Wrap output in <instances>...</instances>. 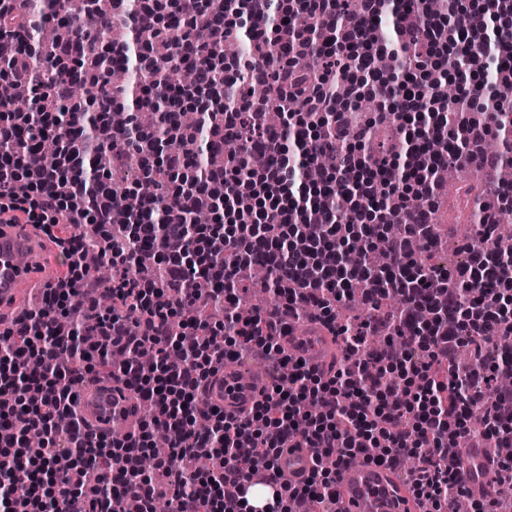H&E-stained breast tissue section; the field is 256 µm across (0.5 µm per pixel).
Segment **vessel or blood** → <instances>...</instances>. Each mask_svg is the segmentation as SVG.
<instances>
[{
  "mask_svg": "<svg viewBox=\"0 0 512 512\" xmlns=\"http://www.w3.org/2000/svg\"><path fill=\"white\" fill-rule=\"evenodd\" d=\"M56 256L44 252L31 225L0 226V309L16 302L34 281L56 266ZM279 344L294 362L321 371L331 366L335 344L320 325L298 322ZM271 385L269 368L239 358H228L208 382V405L225 416H246ZM80 418L94 431L114 429L136 432L142 420L141 404L128 390L109 379L88 385L76 398ZM497 451L470 447L454 462V472L472 499L487 500L494 492L493 468ZM313 470V454L307 448L282 449L276 462L275 490L285 491L305 485ZM337 512H419L407 486L390 467L364 460L348 462L340 468Z\"/></svg>",
  "mask_w": 512,
  "mask_h": 512,
  "instance_id": "1",
  "label": "vessel or blood"
}]
</instances>
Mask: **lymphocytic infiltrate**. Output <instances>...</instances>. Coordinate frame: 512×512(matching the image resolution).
Returning <instances> with one entry per match:
<instances>
[{
  "instance_id": "lymphocytic-infiltrate-1",
  "label": "lymphocytic infiltrate",
  "mask_w": 512,
  "mask_h": 512,
  "mask_svg": "<svg viewBox=\"0 0 512 512\" xmlns=\"http://www.w3.org/2000/svg\"><path fill=\"white\" fill-rule=\"evenodd\" d=\"M129 2L85 0L60 13L62 31L47 49L33 36L40 15L0 0V49L10 58L0 82L14 89L0 101V224L40 228L63 267L39 305L0 332V512H154L167 496L176 512H245L251 480L274 473L286 437L317 461L340 463L369 448L381 464L417 458L411 487L431 512L464 492L453 473L458 448L490 439L503 452L498 496L473 502V512H512V389L495 384L506 365L492 342L512 338V251L475 250L453 274L428 272L448 156L426 149L431 139L453 141V113L466 138L460 161L479 170L501 162L484 148L493 128L477 113L478 79L489 74L498 91L512 89V50L498 43L512 33V0H442L436 17L408 0L384 42L373 21L385 15V0H143L134 28L167 41L172 64L200 78L173 87L163 133L132 123L119 137L106 115L128 99L126 71L103 63L87 28L106 26L113 54L130 56L128 33L112 23ZM301 13L313 29L296 24ZM242 35L257 42V60L225 57V43ZM389 41L417 66L401 71L399 138L385 144L373 142L374 120L354 103L367 91L386 96L379 60ZM35 55L52 73L37 95L28 72ZM297 55L313 60L309 76L292 68ZM458 66L467 74L454 100L423 79L428 69ZM80 81L105 113L91 130L74 94ZM253 83L272 84L270 96L254 99ZM22 98L24 112L14 105ZM228 98L234 111L224 109ZM193 105L202 108L200 126L178 123ZM271 111L283 115L281 125L268 124ZM45 137L60 145L50 168L40 160ZM203 145L216 163L200 165ZM326 151L336 154L333 166L308 182V166ZM132 155L137 181L118 179ZM92 159L107 181L94 178ZM395 163L404 173L398 181L386 176ZM141 179L163 182L165 206L140 195ZM199 212L210 223L190 224ZM259 258L272 270L273 301L242 317ZM102 268L112 290L101 295L91 277ZM357 288L371 317L337 325V306ZM78 290L85 304L74 310ZM392 296L401 307L380 313ZM301 318L346 342L334 373L284 356L280 329ZM386 332L401 336L404 349L363 351L366 337ZM463 342L475 357L461 372L455 352ZM116 349L126 355L118 365ZM247 350L277 375L274 390L237 421L208 410L203 389L225 357ZM102 377L154 407L136 436L99 435L76 419V388ZM161 428L169 451L144 472ZM243 454L255 460L250 470L237 467ZM202 458L214 468L200 471ZM337 475L317 464L302 488L272 492L261 512H331Z\"/></svg>"
}]
</instances>
